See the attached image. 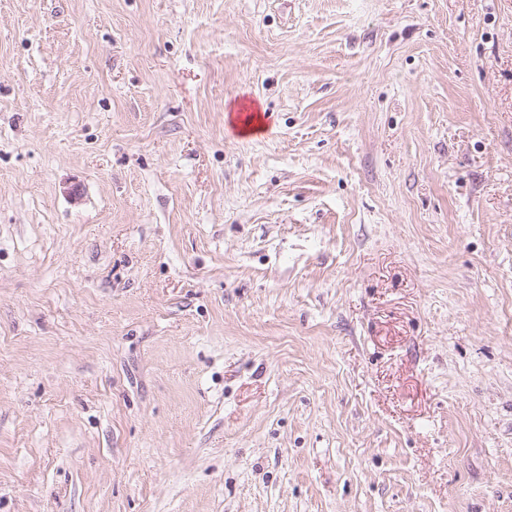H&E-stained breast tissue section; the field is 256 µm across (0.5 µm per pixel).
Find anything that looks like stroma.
I'll return each mask as SVG.
<instances>
[{
  "label": "stroma",
  "mask_w": 512,
  "mask_h": 512,
  "mask_svg": "<svg viewBox=\"0 0 512 512\" xmlns=\"http://www.w3.org/2000/svg\"><path fill=\"white\" fill-rule=\"evenodd\" d=\"M0 512H512V0H0Z\"/></svg>",
  "instance_id": "1"
}]
</instances>
